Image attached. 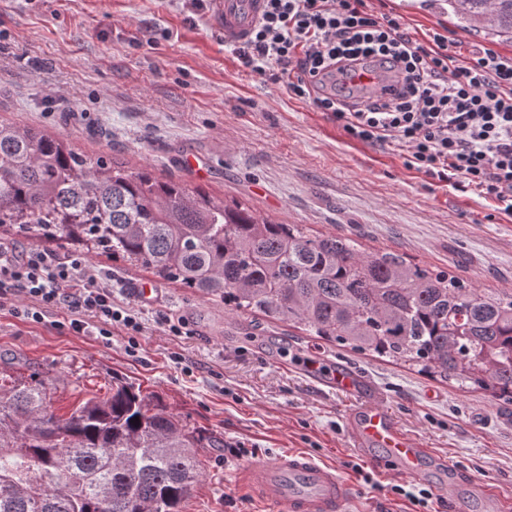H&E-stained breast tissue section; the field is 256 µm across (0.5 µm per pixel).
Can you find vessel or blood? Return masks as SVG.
<instances>
[{
	"mask_svg": "<svg viewBox=\"0 0 512 512\" xmlns=\"http://www.w3.org/2000/svg\"><path fill=\"white\" fill-rule=\"evenodd\" d=\"M211 5L213 21L223 29L228 44L245 41L263 11V0H211ZM296 371L316 388L350 397L353 407L346 426L351 446L376 469L420 479L431 460L448 474L438 493L450 512H512V493L490 480H462L458 470L408 436L388 409L385 394L364 370L339 361L325 366L310 362L297 366ZM237 475L244 491L276 512H349L355 501L354 485L348 477L303 451H286L268 461L243 464Z\"/></svg>",
	"mask_w": 512,
	"mask_h": 512,
	"instance_id": "b4317fda",
	"label": "vessel or blood"
}]
</instances>
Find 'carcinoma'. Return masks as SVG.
I'll use <instances>...</instances> for the list:
<instances>
[{
    "label": "carcinoma",
    "instance_id": "cac0c4a2",
    "mask_svg": "<svg viewBox=\"0 0 512 512\" xmlns=\"http://www.w3.org/2000/svg\"><path fill=\"white\" fill-rule=\"evenodd\" d=\"M467 32L512 42V0H428ZM0 233L150 271L327 343L418 366L512 402V291L466 286L391 252L260 218L148 169L92 159L0 122ZM38 372L0 384V512H179L201 476L186 429L129 382L55 413ZM139 423H134V419Z\"/></svg>",
    "mask_w": 512,
    "mask_h": 512
}]
</instances>
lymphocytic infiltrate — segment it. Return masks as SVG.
Masks as SVG:
<instances>
[{
  "instance_id": "f902f5d3",
  "label": "lymphocytic infiltrate",
  "mask_w": 512,
  "mask_h": 512,
  "mask_svg": "<svg viewBox=\"0 0 512 512\" xmlns=\"http://www.w3.org/2000/svg\"><path fill=\"white\" fill-rule=\"evenodd\" d=\"M235 53L258 78L327 113L353 140L390 147L405 168L477 192L512 214V55L461 53L439 30L411 34L366 0H264ZM29 323L63 309L66 326L129 346L144 329L112 274L87 259L0 244V308Z\"/></svg>"
}]
</instances>
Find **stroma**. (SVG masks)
Segmentation results:
<instances>
[{
	"instance_id": "obj_1",
	"label": "stroma",
	"mask_w": 512,
	"mask_h": 512,
	"mask_svg": "<svg viewBox=\"0 0 512 512\" xmlns=\"http://www.w3.org/2000/svg\"><path fill=\"white\" fill-rule=\"evenodd\" d=\"M401 16L410 31L438 29L472 45L440 11L411 0H368ZM0 121L58 136L89 157L201 187L275 222L355 240L365 252L392 251L477 288H512V215L404 167L395 152L350 140L328 115L239 63L209 8L181 0H0ZM195 156L197 166L186 163ZM96 265L122 281L118 304L139 312L136 352L114 331L111 343L31 324L0 311V383L32 372L54 379L64 415L113 379L142 385L198 433L223 447L202 449L203 475L182 512H273L234 477L246 462L302 450L353 479L361 512H415L391 488L439 483L355 474L343 412L349 399L319 390L281 363L282 353L318 351L359 365L388 396L403 429L460 471L512 491V403L443 382L401 363L331 346L258 315L225 313L223 303L156 282L152 273L106 257ZM156 301H137V283ZM188 322L171 336L159 314Z\"/></svg>"
}]
</instances>
